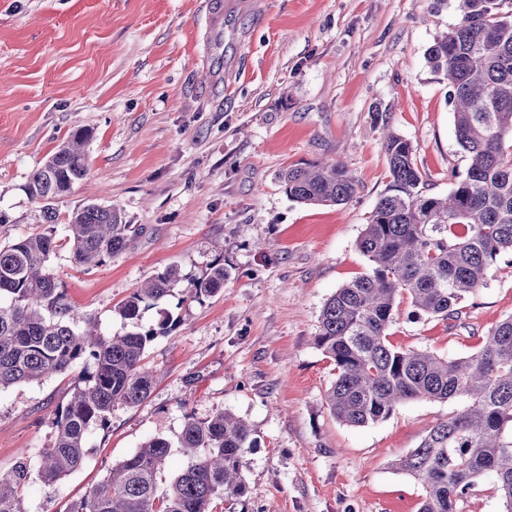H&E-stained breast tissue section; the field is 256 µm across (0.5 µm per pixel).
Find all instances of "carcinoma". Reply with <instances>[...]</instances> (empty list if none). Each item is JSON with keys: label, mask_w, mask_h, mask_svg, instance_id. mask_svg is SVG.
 <instances>
[{"label": "carcinoma", "mask_w": 512, "mask_h": 512, "mask_svg": "<svg viewBox=\"0 0 512 512\" xmlns=\"http://www.w3.org/2000/svg\"><path fill=\"white\" fill-rule=\"evenodd\" d=\"M454 6L458 22L435 38L425 58L448 82L466 172L453 174L449 194L426 196L418 190L422 174L411 142L385 134L389 190L357 243L367 272L325 302L314 341L335 371L324 403L344 425L386 419L408 400L463 402L396 462L423 488L418 512H456L457 502L489 474L503 512H512V314L476 350L454 360L388 340L401 301L417 321L457 318L465 301L487 286L502 255L512 254V15L499 12L498 0H454ZM89 139L87 130L72 132L33 171L31 198L53 200L87 177ZM279 180L290 200L306 205H342L356 192L337 162L290 166ZM129 229L110 205L76 210L66 239L73 263H104L125 247ZM56 247L45 234L0 245V390L74 374L67 402L55 410L51 440L40 450L39 476L51 489L83 465L90 435L109 426L113 407L148 399L155 378L144 353L176 325L167 314L153 327L119 336L98 333L90 320L73 328L66 321L72 307L49 266ZM226 276L217 262L183 292L198 301L212 297ZM180 282L174 269L155 274L118 306L119 315L136 322L149 302L172 295ZM177 443L190 461L163 497L157 476L172 443L157 436L112 465L65 512H214L217 502L249 493L242 458L255 439L244 418L223 410L188 416ZM29 478L24 456L0 473V512H24L20 491Z\"/></svg>", "instance_id": "carcinoma-1"}]
</instances>
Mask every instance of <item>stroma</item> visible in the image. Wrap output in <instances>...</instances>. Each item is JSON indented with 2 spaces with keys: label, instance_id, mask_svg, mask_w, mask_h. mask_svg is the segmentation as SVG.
<instances>
[{
  "label": "stroma",
  "instance_id": "stroma-1",
  "mask_svg": "<svg viewBox=\"0 0 512 512\" xmlns=\"http://www.w3.org/2000/svg\"><path fill=\"white\" fill-rule=\"evenodd\" d=\"M0 0V244L34 232L57 247L49 265L74 327L107 335L177 320L147 348L150 397L115 406L93 432L83 466L56 489L31 476L24 512H65L109 468L152 437L174 441L186 416L224 410L257 440L243 455L247 496L231 512H417L421 486L394 463L447 419L458 401L411 400L363 427L323 405L332 362L315 345L326 300L365 272L357 241L389 184L382 131L407 138L420 189L443 196L465 172L448 85L425 51L455 24L433 0ZM92 133L89 174L52 201L26 185L76 129ZM342 163L356 181L343 205L288 199L291 165ZM119 206L125 248L103 264L71 261L69 215L87 203ZM223 263L224 289L203 301L181 291L138 323L117 312L147 278L177 269L182 284ZM401 302L390 342L455 359L512 314V267L501 264L455 320L413 321ZM62 374L0 391V470L20 456L38 466Z\"/></svg>",
  "mask_w": 512,
  "mask_h": 512
}]
</instances>
